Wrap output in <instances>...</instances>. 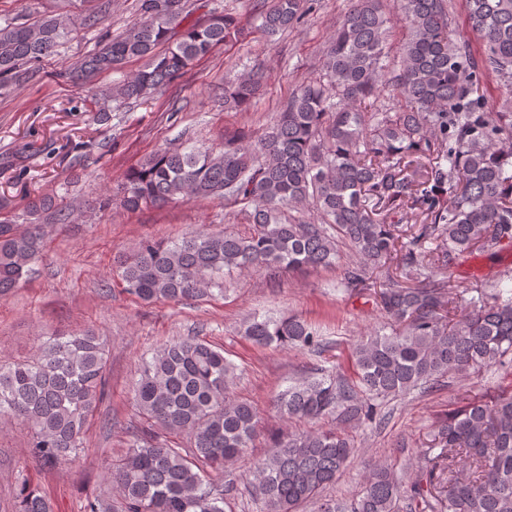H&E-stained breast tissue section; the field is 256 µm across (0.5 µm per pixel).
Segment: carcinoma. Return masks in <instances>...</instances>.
<instances>
[{"instance_id": "obj_1", "label": "carcinoma", "mask_w": 512, "mask_h": 512, "mask_svg": "<svg viewBox=\"0 0 512 512\" xmlns=\"http://www.w3.org/2000/svg\"><path fill=\"white\" fill-rule=\"evenodd\" d=\"M187 0H139L141 18L85 56L75 72L116 70L143 59L114 84L112 98L147 101L215 46L244 35L238 21L212 14L185 23ZM352 0L323 59L318 81L299 87L262 136L224 141L213 154L162 149L118 187L128 211L189 198L241 206L248 232H194L142 242L119 262L125 289L145 303L224 294V272L272 273L332 267L349 251L348 288L373 290L386 318L354 345V378L316 372L276 396L287 421L332 416L338 427L284 430L254 461L251 484L266 512H512V387L472 397L436 423L409 487L374 465L349 501L326 499L350 462L341 425L382 426L376 398H397L450 373L512 363V289L504 277L447 296V271L475 250L512 241V0H465L479 51L460 39L447 0ZM259 29L273 38L304 22L309 0H258ZM408 38L398 60L384 46L394 20ZM68 13L0 27V80L55 54L72 32ZM264 74L224 89L246 107ZM502 110L486 111L489 80ZM399 109L376 107L380 86ZM374 108L362 110L363 105ZM69 214L50 193L27 196L23 223L0 219V296L42 259L51 224ZM472 297H467V294ZM252 345L320 351L321 332L298 315H254L243 327ZM238 367L200 336H178L141 363L134 404L145 426L124 458L107 468V491L86 512H224V482L209 473L243 457L260 416L230 396ZM107 350L91 330L61 334L32 361L0 364V417L24 423L28 447L47 466L84 447L89 418L107 395ZM184 435L171 447L160 432ZM17 512H52L24 482Z\"/></svg>"}]
</instances>
